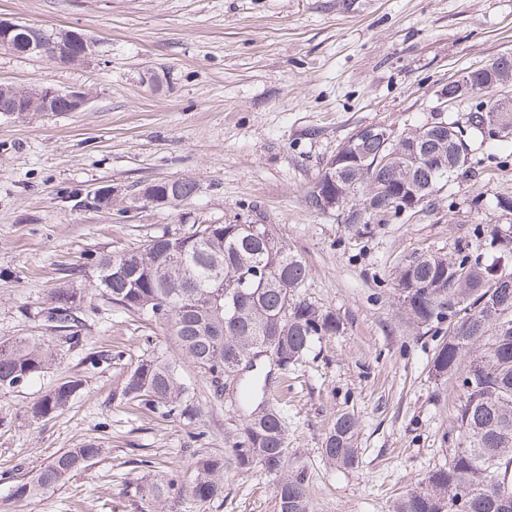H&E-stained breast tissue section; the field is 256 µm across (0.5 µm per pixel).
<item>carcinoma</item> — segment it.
Wrapping results in <instances>:
<instances>
[{
	"label": "carcinoma",
	"mask_w": 512,
	"mask_h": 512,
	"mask_svg": "<svg viewBox=\"0 0 512 512\" xmlns=\"http://www.w3.org/2000/svg\"><path fill=\"white\" fill-rule=\"evenodd\" d=\"M44 37L53 42L41 53L49 61L85 60L83 46L71 40L69 32L47 31ZM40 95L41 90H31L18 100L13 88L0 86V108L35 115ZM490 115L512 127V112H466L448 123L446 141L433 135L397 145L396 150L408 154L404 173L376 164L384 153L380 142H362L371 179L363 182L360 164L352 161L340 166L336 181L342 210L358 214L349 227L382 223L378 207L403 183L418 202L430 201L471 156L474 144H498L482 131ZM476 238L483 239L488 257L480 258L465 243L450 256H416L396 276L395 298L413 326L427 328L441 310H448L430 371L435 379L456 384L454 428L464 442H456L448 466L432 471L406 493L394 512H512V235L489 224ZM308 275L303 258L267 224L194 223L178 238L153 236L102 259L91 288L53 293L41 314L64 335L0 341V392L11 390L19 378L28 382L44 375L55 365L56 346L82 343L79 312L90 295L164 326L180 356L221 393L224 375L239 361L248 365L260 353L262 341H276L288 367L316 340L342 330L332 311L296 297ZM81 386L76 378L50 388L30 407L31 417L62 412ZM123 395L131 402L189 413L188 388L169 359L141 361L126 379ZM355 427V419L347 414L336 419L323 448L330 464L348 468L358 462ZM287 448L283 418L261 402L249 413L232 453L238 467L276 477L277 512H309L304 478L286 469ZM104 451L102 444L89 442L60 452L45 466L21 475L12 499L20 503L55 491ZM223 490L224 461L198 459L191 496L206 501ZM138 493L146 512H176L182 496L173 481L159 475L146 478Z\"/></svg>",
	"instance_id": "carcinoma-1"
}]
</instances>
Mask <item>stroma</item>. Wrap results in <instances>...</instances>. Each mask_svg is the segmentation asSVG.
Masks as SVG:
<instances>
[{
    "instance_id": "stroma-1",
    "label": "stroma",
    "mask_w": 512,
    "mask_h": 512,
    "mask_svg": "<svg viewBox=\"0 0 512 512\" xmlns=\"http://www.w3.org/2000/svg\"><path fill=\"white\" fill-rule=\"evenodd\" d=\"M0 19L96 41L75 65L0 49V86L88 95L78 112L0 117V338L50 335L40 311L51 289L89 287L102 258L150 237L197 221L269 224L309 266L301 298L343 324L288 369L257 362L310 512H392L445 465L457 392L431 376L438 338L409 324L393 279L414 256L473 242L477 226L512 229L499 205L512 198V142L473 152L431 202L364 233L305 197L357 130L407 132L450 81L512 53V0H0ZM178 178L197 192L176 208L141 199ZM102 187L111 207L90 203ZM80 316L82 347L58 348L51 372L0 394V512H142L149 469L185 488L177 512H277L275 478L231 453L249 414L238 379L218 397L179 361L190 421L128 402V375L175 357L174 342L100 299ZM74 378L82 388L62 413L31 419L34 402ZM344 413L358 420L350 469L322 452ZM91 441L107 455L13 502L21 474ZM202 457L224 461V493L209 501L187 493Z\"/></svg>"
}]
</instances>
